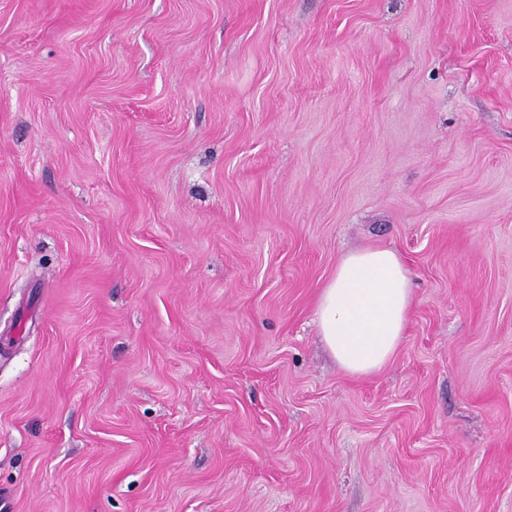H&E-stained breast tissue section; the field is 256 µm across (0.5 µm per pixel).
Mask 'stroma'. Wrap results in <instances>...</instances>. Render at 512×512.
Returning <instances> with one entry per match:
<instances>
[{
    "label": "stroma",
    "instance_id": "35a3bbf8",
    "mask_svg": "<svg viewBox=\"0 0 512 512\" xmlns=\"http://www.w3.org/2000/svg\"><path fill=\"white\" fill-rule=\"evenodd\" d=\"M0 512H512V0H0ZM412 282L393 249L369 247L344 256L316 301L320 336L339 366L367 376L386 366L405 334Z\"/></svg>",
    "mask_w": 512,
    "mask_h": 512
}]
</instances>
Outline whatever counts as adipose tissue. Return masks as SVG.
Here are the masks:
<instances>
[{"label": "adipose tissue", "mask_w": 512, "mask_h": 512, "mask_svg": "<svg viewBox=\"0 0 512 512\" xmlns=\"http://www.w3.org/2000/svg\"><path fill=\"white\" fill-rule=\"evenodd\" d=\"M412 305V282L393 249L369 247L337 264L316 301L320 336L339 366L354 376L374 374L395 355Z\"/></svg>", "instance_id": "adipose-tissue-1"}]
</instances>
